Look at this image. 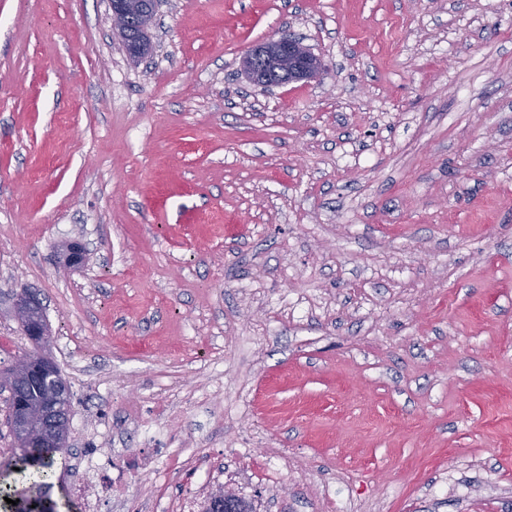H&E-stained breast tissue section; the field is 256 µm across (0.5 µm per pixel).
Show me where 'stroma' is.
<instances>
[{"instance_id":"1","label":"stroma","mask_w":512,"mask_h":512,"mask_svg":"<svg viewBox=\"0 0 512 512\" xmlns=\"http://www.w3.org/2000/svg\"><path fill=\"white\" fill-rule=\"evenodd\" d=\"M272 35L318 77L254 86ZM151 40L0 0V369L57 364L59 461L148 422L203 500L512 512V0H161ZM40 307V303L38 298L28 292H21L16 294L14 299V311L16 319L19 323L20 328L24 332L26 336H47V332L44 330L42 325H35L32 322H26L23 324L20 315L24 313H29L31 310L37 309Z\"/></svg>"}]
</instances>
